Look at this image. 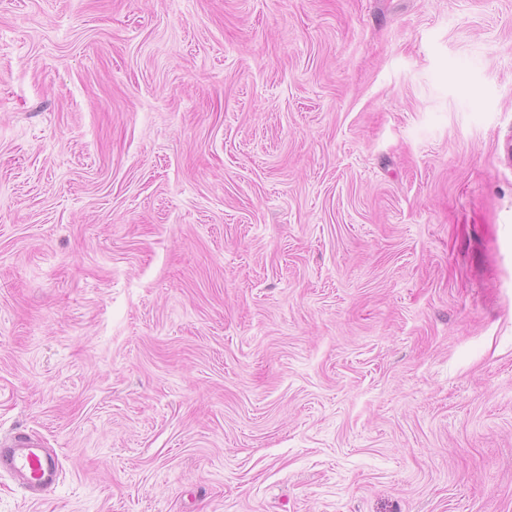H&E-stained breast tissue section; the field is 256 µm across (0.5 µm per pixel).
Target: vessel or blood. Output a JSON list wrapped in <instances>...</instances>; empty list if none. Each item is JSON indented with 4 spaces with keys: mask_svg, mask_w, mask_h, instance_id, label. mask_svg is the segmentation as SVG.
<instances>
[{
    "mask_svg": "<svg viewBox=\"0 0 512 512\" xmlns=\"http://www.w3.org/2000/svg\"><path fill=\"white\" fill-rule=\"evenodd\" d=\"M0 471L16 476L34 497L49 492L60 476L57 457L23 432L0 440Z\"/></svg>",
    "mask_w": 512,
    "mask_h": 512,
    "instance_id": "b4317fda",
    "label": "vessel or blood"
}]
</instances>
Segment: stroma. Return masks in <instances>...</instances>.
Listing matches in <instances>:
<instances>
[{"label":"stroma","instance_id":"stroma-1","mask_svg":"<svg viewBox=\"0 0 512 512\" xmlns=\"http://www.w3.org/2000/svg\"><path fill=\"white\" fill-rule=\"evenodd\" d=\"M0 512H512V0H0ZM0 471L16 476L35 498L57 485L60 476L57 457L23 432L1 441Z\"/></svg>","mask_w":512,"mask_h":512}]
</instances>
